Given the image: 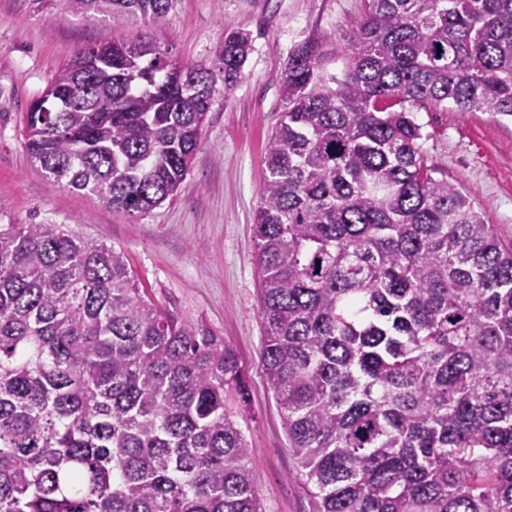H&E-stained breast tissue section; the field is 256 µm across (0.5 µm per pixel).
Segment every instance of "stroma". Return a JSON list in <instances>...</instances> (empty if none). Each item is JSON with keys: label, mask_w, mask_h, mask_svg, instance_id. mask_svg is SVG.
I'll return each instance as SVG.
<instances>
[{"label": "stroma", "mask_w": 512, "mask_h": 512, "mask_svg": "<svg viewBox=\"0 0 512 512\" xmlns=\"http://www.w3.org/2000/svg\"><path fill=\"white\" fill-rule=\"evenodd\" d=\"M363 0H175L150 38L186 62L211 63L225 31L250 33L244 78L218 90L201 148L173 199L131 216L98 197L50 185L24 146L23 116L48 80L104 34L93 19H50L31 0H0V224H61L121 249L155 302L202 320L238 358L249 396L228 393L260 479L263 512H316L288 452L283 415L263 372L254 224L267 140L278 123L289 52L315 35L343 34ZM428 165L462 187L475 210L512 241V117L416 107Z\"/></svg>", "instance_id": "1"}]
</instances>
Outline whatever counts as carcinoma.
I'll return each instance as SVG.
<instances>
[{
    "instance_id": "1",
    "label": "carcinoma",
    "mask_w": 512,
    "mask_h": 512,
    "mask_svg": "<svg viewBox=\"0 0 512 512\" xmlns=\"http://www.w3.org/2000/svg\"><path fill=\"white\" fill-rule=\"evenodd\" d=\"M33 2L107 30L173 8ZM342 40L288 55L255 218L288 453L318 512H512V241L435 177L409 110L512 116V0H364ZM252 50L242 29L209 65L106 37L32 102L27 153L51 185L146 213ZM229 390L246 400L224 339L148 299L124 252L0 225V512H261Z\"/></svg>"
}]
</instances>
